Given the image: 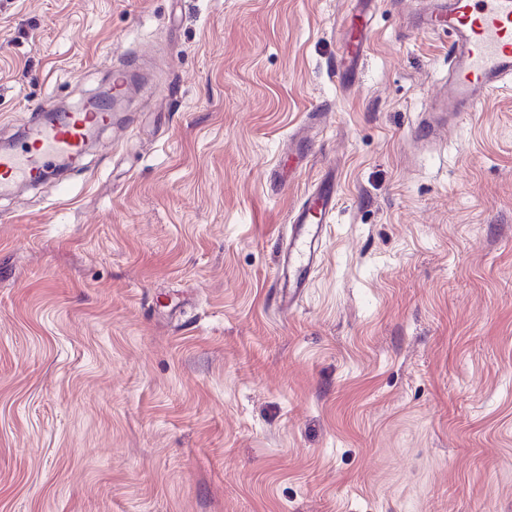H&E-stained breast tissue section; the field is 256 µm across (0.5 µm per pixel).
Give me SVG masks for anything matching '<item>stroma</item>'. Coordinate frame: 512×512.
<instances>
[{
  "label": "stroma",
  "mask_w": 512,
  "mask_h": 512,
  "mask_svg": "<svg viewBox=\"0 0 512 512\" xmlns=\"http://www.w3.org/2000/svg\"><path fill=\"white\" fill-rule=\"evenodd\" d=\"M433 4L0 0V139L148 76L0 195V512H512V79L416 142ZM331 173L280 314L288 213ZM335 178L325 179L308 192L289 219V238L280 252L273 288L282 308H293L317 266L323 242L324 222L336 209ZM316 214L317 217L313 215Z\"/></svg>",
  "instance_id": "35a3bbf8"
}]
</instances>
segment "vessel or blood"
<instances>
[{
	"mask_svg": "<svg viewBox=\"0 0 512 512\" xmlns=\"http://www.w3.org/2000/svg\"><path fill=\"white\" fill-rule=\"evenodd\" d=\"M422 24L443 30L452 41L451 72L441 95L449 118L462 117L489 87L503 76H512V0H438ZM114 119L109 108L91 98L51 124L29 127L19 149L0 150V192L48 178L60 162L84 152L90 131L106 128ZM336 201V181L326 179L305 195L290 217L288 244L279 255L273 279L280 307H294L306 288Z\"/></svg>",
	"mask_w": 512,
	"mask_h": 512,
	"instance_id": "b4317fda",
	"label": "vessel or blood"
}]
</instances>
